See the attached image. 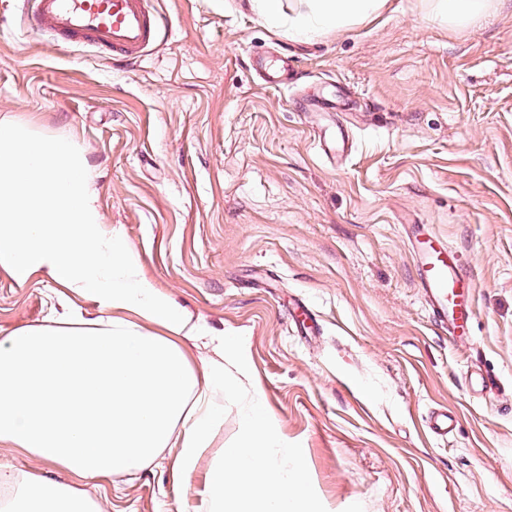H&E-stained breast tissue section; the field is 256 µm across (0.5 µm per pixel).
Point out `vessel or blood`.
I'll return each instance as SVG.
<instances>
[{"label":"vessel or blood","instance_id":"1","mask_svg":"<svg viewBox=\"0 0 512 512\" xmlns=\"http://www.w3.org/2000/svg\"><path fill=\"white\" fill-rule=\"evenodd\" d=\"M32 32L53 34L58 43L88 41L110 55L134 61L162 36L164 21L152 0H27L22 16ZM269 86L283 85L293 65L280 58L278 65H260ZM408 242L417 267L418 286L434 324L447 331L452 343L472 334L475 318V283L458 254L429 225L409 228ZM455 418L447 409H435L427 418L435 437L451 433Z\"/></svg>","mask_w":512,"mask_h":512}]
</instances>
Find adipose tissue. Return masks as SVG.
<instances>
[{"instance_id":"adipose-tissue-1","label":"adipose tissue","mask_w":512,"mask_h":512,"mask_svg":"<svg viewBox=\"0 0 512 512\" xmlns=\"http://www.w3.org/2000/svg\"><path fill=\"white\" fill-rule=\"evenodd\" d=\"M291 20L305 37L370 18L385 0H302ZM432 16L467 28L499 0H432ZM94 176L70 139L0 119V266L95 300L94 319L22 326L0 338V444L75 475L66 483L0 464V512H95L77 479L136 476L172 450L174 481L191 474L241 394L239 435L209 471L206 512H307L304 449L285 444L249 348L220 336V360L193 366L183 339L210 329L156 288L118 232H104Z\"/></svg>"}]
</instances>
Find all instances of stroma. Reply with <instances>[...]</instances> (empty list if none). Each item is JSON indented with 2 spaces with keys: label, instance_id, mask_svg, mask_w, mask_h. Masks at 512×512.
Masks as SVG:
<instances>
[{
  "label": "stroma",
  "instance_id": "obj_1",
  "mask_svg": "<svg viewBox=\"0 0 512 512\" xmlns=\"http://www.w3.org/2000/svg\"><path fill=\"white\" fill-rule=\"evenodd\" d=\"M162 42L130 65L58 46L0 0V118L76 142L106 230L193 320L250 341L274 423L308 453L315 512H512V0L472 28L427 0L309 38L268 26L251 0H154ZM299 72L256 78L270 46ZM350 89L351 112L303 111ZM343 131L350 157L326 155ZM429 225L476 282L471 340L449 342L417 288L405 227ZM315 316L298 336L297 304ZM99 307L0 267V337ZM490 378L475 391L472 374ZM448 438L425 430L433 409ZM206 458L172 482L170 453L135 479L79 487L98 512H200ZM455 418L448 413V408L435 409L427 418L426 424L428 431L435 437H448L453 430Z\"/></svg>",
  "mask_w": 512,
  "mask_h": 512
}]
</instances>
